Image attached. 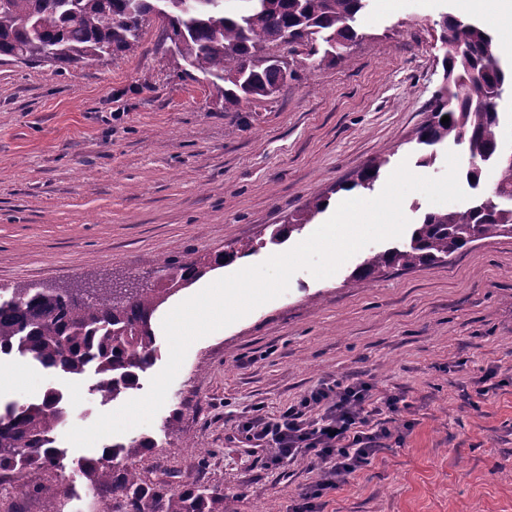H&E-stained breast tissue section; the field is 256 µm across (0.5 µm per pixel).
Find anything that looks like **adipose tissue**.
Here are the masks:
<instances>
[{"instance_id":"obj_1","label":"adipose tissue","mask_w":512,"mask_h":512,"mask_svg":"<svg viewBox=\"0 0 512 512\" xmlns=\"http://www.w3.org/2000/svg\"><path fill=\"white\" fill-rule=\"evenodd\" d=\"M232 264L239 270L235 281L225 282L223 272H216L179 302L172 324L175 335L193 336L200 330L219 326L224 321L225 308L239 309L263 298V291L251 285L249 266L237 258Z\"/></svg>"}]
</instances>
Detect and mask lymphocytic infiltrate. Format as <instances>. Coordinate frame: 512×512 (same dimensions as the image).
<instances>
[{
  "instance_id": "f902f5d3",
  "label": "lymphocytic infiltrate",
  "mask_w": 512,
  "mask_h": 512,
  "mask_svg": "<svg viewBox=\"0 0 512 512\" xmlns=\"http://www.w3.org/2000/svg\"><path fill=\"white\" fill-rule=\"evenodd\" d=\"M359 378L320 381L296 404L276 417L254 413L240 426L250 450L262 451L271 466L308 461L319 478L305 487L293 512H315V499L337 490L369 465L391 439L383 411H397L399 395L374 397Z\"/></svg>"
}]
</instances>
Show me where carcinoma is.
Returning a JSON list of instances; mask_svg holds the SVG:
<instances>
[{"instance_id": "cac0c4a2", "label": "carcinoma", "mask_w": 512, "mask_h": 512, "mask_svg": "<svg viewBox=\"0 0 512 512\" xmlns=\"http://www.w3.org/2000/svg\"><path fill=\"white\" fill-rule=\"evenodd\" d=\"M244 2L245 8L228 12L222 0H207L193 11L183 8V0H0V56L39 64L33 54L45 52L48 64L66 68L131 53L139 45L142 22L160 7L174 71L189 77L200 73L224 102V111L236 112L250 100L274 97L286 83V63L270 60L271 49L285 38L301 41L311 68L339 58L342 49L364 38L355 22L367 0ZM440 26L448 44L444 93L431 104V119L417 131V144L462 145L469 186L479 187L488 165L496 167V180L463 208L427 213L409 242L368 254L355 278L384 268L446 263L477 240L512 236V162L503 158L496 133L498 100L512 87V69L502 67L505 49L484 27L448 15ZM445 115L449 123L444 125ZM385 163L377 158L336 190L371 188ZM327 201L314 197L288 219V232L311 223ZM209 265L207 256L165 260L160 272L169 279L162 287L140 285L123 292L0 287V355H29L52 373L72 378L92 369L98 376L94 390L115 400L137 386L139 373L155 359V311ZM62 401L63 393L49 387L39 400L9 404L0 412L1 472L64 468L66 453L54 437L66 417ZM153 447L149 438H133L84 461L88 490L108 494L100 512H233L217 486L149 484L137 469L120 464Z\"/></svg>"}]
</instances>
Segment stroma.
<instances>
[{"mask_svg":"<svg viewBox=\"0 0 512 512\" xmlns=\"http://www.w3.org/2000/svg\"><path fill=\"white\" fill-rule=\"evenodd\" d=\"M446 12L496 37L512 27L497 0H368L356 22L364 37L341 58L315 69L294 60L273 98L236 112L205 80L174 73L152 17L138 48L113 59L76 68L0 59V285H151L161 260L242 242L254 245V265L296 244L269 240L290 213L377 157L388 163L375 195L404 160L441 176L444 157L419 165L414 145L444 86ZM362 260L326 280L298 271L287 292L194 342L152 423L90 448L65 434L117 408L94 391V375L66 381L28 357L0 358L21 376L1 404L55 386L69 409L56 433L65 471H26L23 490L0 489V512H42L50 498L64 512H98L82 462L139 437L155 442L131 461L146 481L217 485L237 512H289L316 473L304 460L267 466L242 447L238 424L342 377L401 395L388 425L404 441L326 491L321 512H512V237L368 279L353 275ZM491 367L502 385L485 398L478 381Z\"/></svg>","mask_w":512,"mask_h":512,"instance_id":"stroma-1","label":"stroma"}]
</instances>
